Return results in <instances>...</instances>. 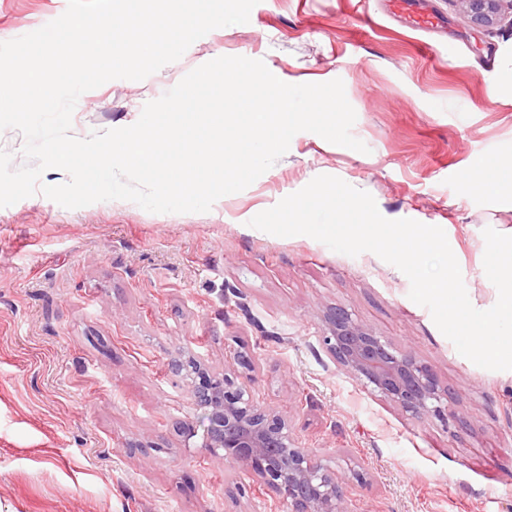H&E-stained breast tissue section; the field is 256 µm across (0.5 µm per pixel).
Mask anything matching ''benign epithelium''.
Instances as JSON below:
<instances>
[{
  "mask_svg": "<svg viewBox=\"0 0 512 512\" xmlns=\"http://www.w3.org/2000/svg\"><path fill=\"white\" fill-rule=\"evenodd\" d=\"M477 28L500 21L512 0H457ZM322 343L354 378L373 387L406 412L442 416L448 390L429 366L393 348L356 322L342 306L325 315ZM256 358L238 352L237 366L208 370L195 356L175 360L171 369L188 380L191 404L204 409L200 447L226 466L242 465L263 488L288 504V512H348L347 496L336 470L317 450L295 438L288 416L254 399L250 381Z\"/></svg>",
  "mask_w": 512,
  "mask_h": 512,
  "instance_id": "1",
  "label": "benign epithelium"
}]
</instances>
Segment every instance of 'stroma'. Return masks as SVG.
I'll use <instances>...</instances> for the list:
<instances>
[{
  "label": "stroma",
  "mask_w": 512,
  "mask_h": 512,
  "mask_svg": "<svg viewBox=\"0 0 512 512\" xmlns=\"http://www.w3.org/2000/svg\"><path fill=\"white\" fill-rule=\"evenodd\" d=\"M66 7L0 0V41ZM421 14L439 33L412 25ZM221 56L263 61L289 84L341 79L369 151L297 133L206 213L67 209L39 193L0 208V512H282L244 468L178 432L201 412L169 362L191 353L220 372L241 346L258 358L255 400L335 467L352 512H512V370L459 354L378 255L249 225L314 177H339L387 219L441 227L472 306L493 307L483 231L512 229V203L463 183L479 159L512 155V25L474 27L456 0H410L402 17L389 0H259L248 23L147 78L83 93L71 136L135 123ZM334 306L430 365L469 427L406 413L349 376L320 341Z\"/></svg>",
  "instance_id": "obj_1"
}]
</instances>
